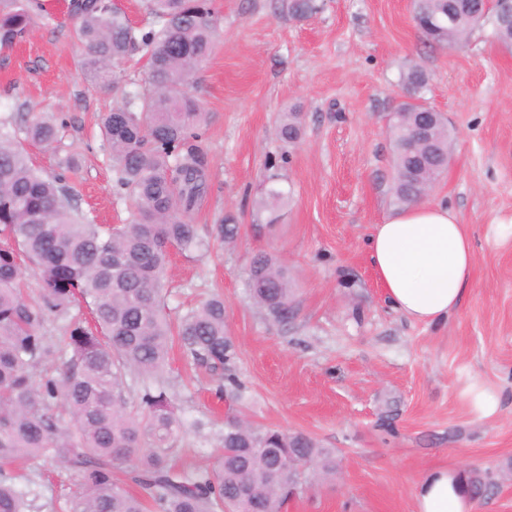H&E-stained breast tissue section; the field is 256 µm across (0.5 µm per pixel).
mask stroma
I'll use <instances>...</instances> for the list:
<instances>
[{"label": "stroma", "mask_w": 512, "mask_h": 512, "mask_svg": "<svg viewBox=\"0 0 512 512\" xmlns=\"http://www.w3.org/2000/svg\"><path fill=\"white\" fill-rule=\"evenodd\" d=\"M67 3L54 0V23L0 51V121L12 130L31 110L52 116L61 140L29 145L32 161L63 174L96 223L122 224L130 214L99 127L122 96L85 80ZM287 4L215 0L214 49L189 88L205 113L197 144L208 168L191 218L204 238L228 215L239 230L203 253L171 249L166 311L175 320L220 294L245 390L218 400L205 370L173 359V402L186 420L205 424L203 435H184L187 460L211 464L225 419L240 416L336 451L335 476L307 486L284 512H415L417 483L439 467L500 474L475 512H512V237H499L492 223L512 216V49L487 28L460 50L428 47L413 0H318L319 12L304 21ZM412 65L428 75L426 102L453 136L448 168L426 200L450 206L474 247L469 289L440 325L387 303L367 250L375 225L402 209L389 125ZM284 112L300 116L292 144L277 135ZM71 152L79 164L66 173L61 161ZM269 186L288 196L273 215L261 204ZM259 253L294 278L288 323L248 294ZM470 381L499 390L495 418H473L462 398ZM34 480L31 512H67L75 475L52 463Z\"/></svg>", "instance_id": "1"}]
</instances>
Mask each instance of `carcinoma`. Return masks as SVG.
<instances>
[{
	"mask_svg": "<svg viewBox=\"0 0 512 512\" xmlns=\"http://www.w3.org/2000/svg\"><path fill=\"white\" fill-rule=\"evenodd\" d=\"M36 0H0V49L27 38ZM444 0H415L413 19L429 42L462 48L476 29L493 26L494 39L512 47V20L499 10L463 11L457 26L440 34L426 28L444 15ZM293 17L316 12L315 0H291ZM148 26L138 29L110 0H72L70 12L84 53L79 67L93 85L117 87L114 65L132 49L147 59L148 88L126 95L103 114L116 184L131 210L126 224L102 225L82 214L63 178L46 176L29 162L24 142L52 144L59 129L43 112H30L19 130L0 126V512H30V490L15 469L55 461L81 477L69 512H283L299 488L336 473V454L309 436L259 429L240 417L224 422L214 466L173 463L186 433L170 396L168 354L178 344L193 365L220 376L216 395H240L233 373L236 346L224 325V299L214 295L173 327L165 314L161 278L168 249L207 248L190 213L208 174L192 140L202 121L199 101L187 88L210 57L217 32L210 0H147ZM428 77L412 66L402 91L424 98ZM431 108L398 106L389 129L394 144V194L407 205L427 196L425 182L448 163L451 141L441 123L433 135L443 145L419 178L421 155L410 150ZM283 140L300 134L295 114L279 123ZM28 269L40 301L21 288ZM251 298L276 321L292 315V277L271 257L255 256L248 272ZM83 303L93 325L71 317ZM63 335L44 333L49 318ZM299 469L288 480V460ZM473 497L495 487L492 472L465 474Z\"/></svg>",
	"mask_w": 512,
	"mask_h": 512,
	"instance_id": "1",
	"label": "carcinoma"
}]
</instances>
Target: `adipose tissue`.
I'll return each mask as SVG.
<instances>
[{
	"mask_svg": "<svg viewBox=\"0 0 512 512\" xmlns=\"http://www.w3.org/2000/svg\"><path fill=\"white\" fill-rule=\"evenodd\" d=\"M371 265L388 303L405 316L443 323L460 306L474 274L466 225L444 204H415L376 225L368 241ZM416 512H473L458 472L429 471L415 492Z\"/></svg>",
	"mask_w": 512,
	"mask_h": 512,
	"instance_id": "1",
	"label": "adipose tissue"
}]
</instances>
